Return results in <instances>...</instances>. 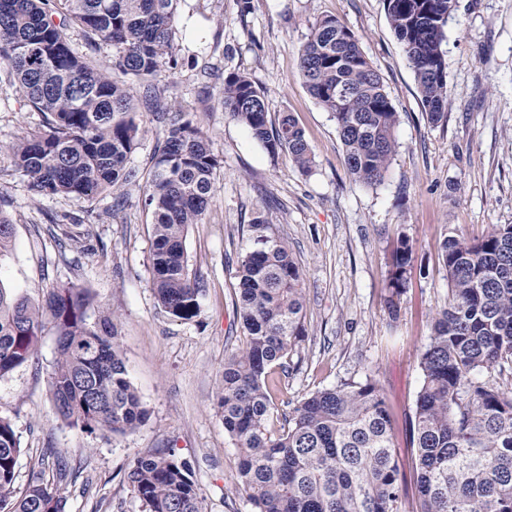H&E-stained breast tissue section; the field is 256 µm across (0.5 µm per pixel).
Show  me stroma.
I'll return each mask as SVG.
<instances>
[{
	"mask_svg": "<svg viewBox=\"0 0 512 512\" xmlns=\"http://www.w3.org/2000/svg\"><path fill=\"white\" fill-rule=\"evenodd\" d=\"M335 17L357 37L398 113L397 152L381 185L347 172L336 123L299 72L302 45L317 20ZM176 66L158 77L160 99L209 138L220 162L214 202L190 225L185 252L206 288L196 317L172 318L151 280L152 217L145 184L165 127L140 112L128 159L139 182L92 200L39 197L0 158V213L14 245L0 282L32 301L62 286L88 289L94 308L116 310L129 378L148 410L135 431L112 437L68 426L48 382L56 336L45 328L36 361L0 378V416L20 436L17 485L41 468L47 449L70 470L65 512H143L126 481L134 458L170 452L191 466L206 512H252L235 484L237 446L217 405L224 357L244 336L235 308L239 260L253 247L249 226L263 216L286 240L303 275L306 334L288 374L274 373L276 401L292 412L311 394L374 382L393 422L400 473L412 480L410 423L422 383L420 355L448 297L438 249L489 225L512 224V0H459L443 44L448 118L430 123L413 70L391 29L384 0H178ZM245 73L264 91L268 122L292 113L314 155L301 171L287 151L269 154L230 118L221 98L226 73ZM40 113L18 85L0 83V144L38 131ZM413 247L400 294L390 288L392 251Z\"/></svg>",
	"mask_w": 512,
	"mask_h": 512,
	"instance_id": "obj_1",
	"label": "stroma"
}]
</instances>
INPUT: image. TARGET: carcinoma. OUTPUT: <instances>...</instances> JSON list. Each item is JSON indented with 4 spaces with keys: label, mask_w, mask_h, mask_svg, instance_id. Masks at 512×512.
I'll list each match as a JSON object with an SVG mask.
<instances>
[{
    "label": "carcinoma",
    "mask_w": 512,
    "mask_h": 512,
    "mask_svg": "<svg viewBox=\"0 0 512 512\" xmlns=\"http://www.w3.org/2000/svg\"><path fill=\"white\" fill-rule=\"evenodd\" d=\"M176 0H0V82L20 85L42 116V130L8 145L10 159L40 196L90 200L137 179L126 166L139 124L130 80L148 82L175 65ZM430 121L448 116L442 50L458 0H385ZM112 46L100 65L71 46ZM299 73L330 112L349 175L376 186L397 150L398 113L353 32L333 17L318 20L303 44ZM224 111L271 154L286 150L304 172L312 150L294 118L268 127L265 93L244 73L224 76ZM145 203L152 215V288L170 316H197L204 292L188 268L185 233L212 202L220 163L202 130L180 112H163ZM255 248L239 261L236 311L244 341L224 357L217 404L237 444L236 485L253 512H400L391 420L375 383L324 389L282 423L269 383L289 371L305 335L303 277L288 242L265 234L256 217ZM12 221L0 214V257L13 248ZM448 272V302L437 312L421 355L422 385L412 420L416 512H512V225L493 224L479 239L446 237L439 246ZM412 247L393 252L390 287L403 288ZM89 292L54 288L31 304L0 281V377L37 358L46 324L56 334L49 395L68 425L91 433L136 430L148 410L129 378L116 311L91 317ZM20 437L0 416V512H64L66 471H39L16 486ZM127 479L145 512H205L187 462L156 452L137 457Z\"/></svg>",
    "instance_id": "carcinoma-1"
}]
</instances>
